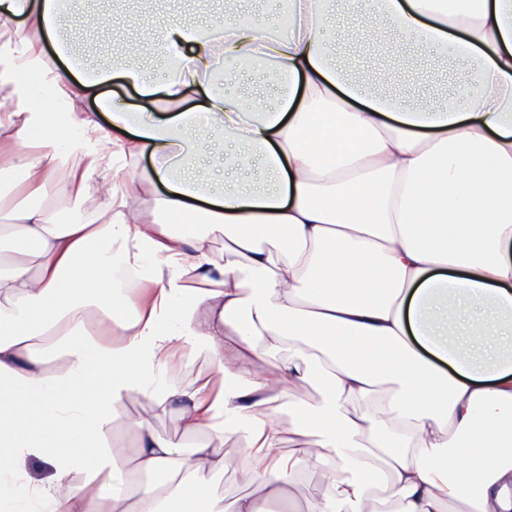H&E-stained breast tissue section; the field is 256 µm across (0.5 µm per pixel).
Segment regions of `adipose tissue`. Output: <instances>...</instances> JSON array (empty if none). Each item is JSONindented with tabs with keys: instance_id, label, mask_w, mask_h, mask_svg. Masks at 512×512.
<instances>
[{
	"instance_id": "obj_1",
	"label": "adipose tissue",
	"mask_w": 512,
	"mask_h": 512,
	"mask_svg": "<svg viewBox=\"0 0 512 512\" xmlns=\"http://www.w3.org/2000/svg\"><path fill=\"white\" fill-rule=\"evenodd\" d=\"M287 2L279 35L167 22L156 85L70 52L77 0H0V512H183L228 435L253 489L201 512H374L379 490L388 512H512V0L460 19L448 0H368L376 44L476 58L471 90L436 107L343 72L331 0ZM259 61L275 105L226 95ZM116 75L147 104L100 99L107 127L84 104ZM213 129L239 148L213 166H261L272 187L219 193L186 170ZM142 183L163 187L150 224ZM51 192L87 202L82 218H59ZM285 350L277 377L240 366ZM178 355L209 376L175 383ZM302 382L319 401L286 407ZM133 395L185 401L201 441L185 456L130 418L128 448L116 421ZM300 468L323 471L320 500L287 496Z\"/></svg>"
}]
</instances>
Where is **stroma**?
<instances>
[{
	"label": "stroma",
	"instance_id": "35a3bbf8",
	"mask_svg": "<svg viewBox=\"0 0 512 512\" xmlns=\"http://www.w3.org/2000/svg\"><path fill=\"white\" fill-rule=\"evenodd\" d=\"M93 7L102 12H122L134 18L133 24L125 29L84 33L80 30L82 13L68 11L66 30L76 35L75 40L71 42L73 52L95 56L97 65L101 68L111 65L114 42L132 39L148 45L154 41L156 31L146 21L150 15L165 21L170 15L176 14L220 27L228 17L248 13L254 17L258 25L272 27L277 23L275 10L268 0H94ZM335 9L337 15L347 21L346 26L339 30L338 65L354 79L370 72L376 73L379 78V90L402 94L417 86L424 94V102L435 106L441 102L443 92L453 91L458 84L467 82L475 68L473 60L457 57L449 47L441 51L443 71L439 74L430 70L426 62L404 57L393 58L375 45H369L363 54H356L353 51L354 43L359 40L367 42L369 38L367 31L354 24L360 7L353 4L352 0H337ZM220 145L221 142L216 136L204 135L194 160L195 166L210 167L209 160ZM210 169V185L215 189L222 188L227 183L235 184L246 179L259 187L270 184L268 177L265 176L253 174L246 177L218 167ZM180 410L181 407L177 404L162 409L137 397L128 399L124 407L127 415L146 421L157 436L183 446L188 444L189 439L182 429Z\"/></svg>",
	"mask_w": 512,
	"mask_h": 512
}]
</instances>
